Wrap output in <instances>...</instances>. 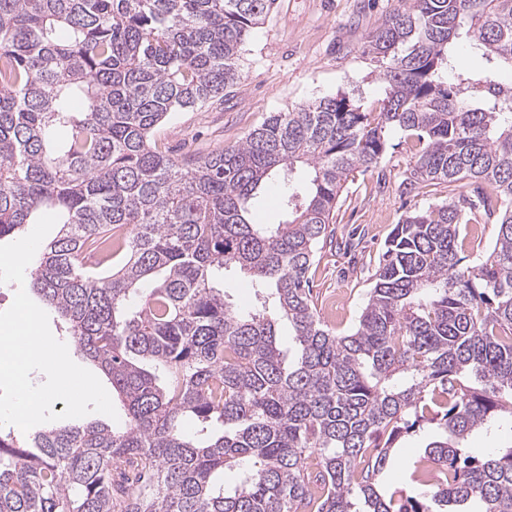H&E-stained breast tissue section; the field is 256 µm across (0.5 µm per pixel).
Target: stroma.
<instances>
[{
    "instance_id": "stroma-1",
    "label": "stroma",
    "mask_w": 512,
    "mask_h": 512,
    "mask_svg": "<svg viewBox=\"0 0 512 512\" xmlns=\"http://www.w3.org/2000/svg\"><path fill=\"white\" fill-rule=\"evenodd\" d=\"M408 0H276L263 24L240 53L239 80L223 96L169 114L153 140L168 155L185 144L196 154L241 143L272 113L310 105L336 93L370 110L384 96L379 62L363 52L370 31ZM414 165V150L403 132L390 128L386 150L376 168L352 173L332 214L331 235L317 247L310 271L317 309L337 299L341 311L331 327L349 333L358 322L384 246L409 211L432 205L475 201L470 183L426 182L406 195L402 183ZM466 227L465 263L494 244L495 216L475 206ZM428 425L406 435L382 477L387 492L416 496L412 463L435 435Z\"/></svg>"
}]
</instances>
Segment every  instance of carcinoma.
I'll return each instance as SVG.
<instances>
[{"label": "carcinoma", "instance_id": "cac0c4a2", "mask_svg": "<svg viewBox=\"0 0 512 512\" xmlns=\"http://www.w3.org/2000/svg\"><path fill=\"white\" fill-rule=\"evenodd\" d=\"M275 0H0V239L51 212L30 270L76 351L124 408L100 421L0 427V512H512V0H411L370 36L387 61L377 112L344 94L276 112L245 141L175 159L152 143L178 109L239 77L242 44ZM481 56L456 68L457 50ZM416 142L404 190L486 184L491 251L464 266V199L397 224L358 325L316 314L308 273L351 173L384 132ZM288 179V220L249 202ZM234 269L257 304L218 287ZM287 322L295 349L280 341ZM438 433L412 475L379 486L390 452ZM236 474L232 489L217 473ZM508 442V433L504 429L496 430L490 428L488 431L482 430L473 433L467 440L469 455L480 459L490 448L504 446Z\"/></svg>", "mask_w": 512, "mask_h": 512}]
</instances>
